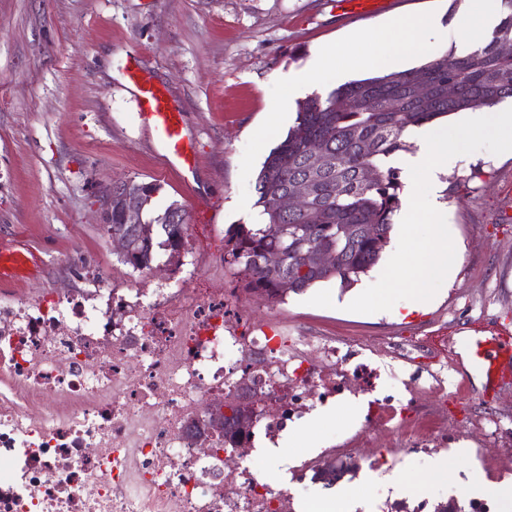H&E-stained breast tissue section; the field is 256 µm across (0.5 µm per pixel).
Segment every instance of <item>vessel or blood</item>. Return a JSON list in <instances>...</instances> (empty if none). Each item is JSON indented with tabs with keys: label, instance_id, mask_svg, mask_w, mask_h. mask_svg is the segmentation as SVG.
I'll list each match as a JSON object with an SVG mask.
<instances>
[{
	"label": "vessel or blood",
	"instance_id": "b4317fda",
	"mask_svg": "<svg viewBox=\"0 0 512 512\" xmlns=\"http://www.w3.org/2000/svg\"><path fill=\"white\" fill-rule=\"evenodd\" d=\"M130 78L139 91L141 115L153 129L168 157L192 164L193 144L187 134L184 114L172 102L167 90L153 83L141 70ZM40 267L33 251L19 240L0 242V284L24 282L38 275ZM470 362L484 378L485 391L496 390L505 365L512 363V337L495 335L487 339H471L466 343Z\"/></svg>",
	"mask_w": 512,
	"mask_h": 512
}]
</instances>
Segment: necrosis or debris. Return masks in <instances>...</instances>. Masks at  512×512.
<instances>
[{
	"mask_svg": "<svg viewBox=\"0 0 512 512\" xmlns=\"http://www.w3.org/2000/svg\"><path fill=\"white\" fill-rule=\"evenodd\" d=\"M221 288L141 289L120 312L55 292L0 304V512H296L290 483L352 451L448 445V360L411 337L369 342L243 320ZM369 393L345 442L258 480V438L342 395ZM249 386L254 423L232 460L198 443L217 398Z\"/></svg>",
	"mask_w": 512,
	"mask_h": 512,
	"instance_id": "necrosis-or-debris-1",
	"label": "necrosis or debris"
}]
</instances>
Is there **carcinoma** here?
<instances>
[{
	"mask_svg": "<svg viewBox=\"0 0 512 512\" xmlns=\"http://www.w3.org/2000/svg\"><path fill=\"white\" fill-rule=\"evenodd\" d=\"M502 15L492 40L465 57L449 53L405 71L347 82L326 95L311 94L298 102L295 124L269 152L256 180L262 224H236L228 231L226 253L240 267L245 287L271 300L286 292L335 279L343 288L357 283L382 257L389 243L392 218L399 208L397 169L386 158L409 148L405 132L415 126L466 110L492 107L512 99V0H501ZM428 83L426 96L416 82ZM454 93L448 94V86ZM334 165L316 170V153ZM373 174L365 182L366 173ZM305 182L310 192L304 206L285 211L280 199ZM160 185L131 180L112 184V227L103 229L128 239L121 261L134 268L150 266L156 250L170 256L185 245L187 224L180 207L157 212L152 195ZM142 200L138 223H127L123 197ZM324 252L329 265L309 261ZM281 256L279 266L266 265L269 254ZM246 409L224 417V443L233 445Z\"/></svg>",
	"mask_w": 512,
	"mask_h": 512,
	"instance_id": "carcinoma-1",
	"label": "carcinoma"
}]
</instances>
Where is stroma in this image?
I'll return each mask as SVG.
<instances>
[{
	"instance_id": "stroma-1",
	"label": "stroma",
	"mask_w": 512,
	"mask_h": 512,
	"mask_svg": "<svg viewBox=\"0 0 512 512\" xmlns=\"http://www.w3.org/2000/svg\"><path fill=\"white\" fill-rule=\"evenodd\" d=\"M465 0H394L370 15L338 13L336 0H0V239L27 242L42 259L40 275L0 288V301L53 288L93 294L94 269L106 270L121 294L151 283L170 287L174 273L201 288H232L249 315H279L289 327L330 336L440 337L463 346L469 337L512 334V156L485 150L449 165L439 199L455 242L453 276L430 305L353 313L342 298L361 293L383 271L374 266L349 289L318 283L278 301L246 290L224 260L225 237L250 221L240 195L256 200V180H241L245 146L265 120L278 75L304 67L318 47L357 27L426 11L453 18ZM140 68L165 87L186 114L195 163L185 170L163 157L140 115L129 72ZM160 184L156 209L177 204L189 232L179 256L157 251L150 268L125 264L99 226L100 193L112 182ZM469 377L465 412L448 419L453 476L483 471L503 450L473 424L501 422L512 439V372L495 393ZM353 498L407 484L467 505V489L429 483L432 459L405 453L399 463L369 449L353 459Z\"/></svg>"
}]
</instances>
